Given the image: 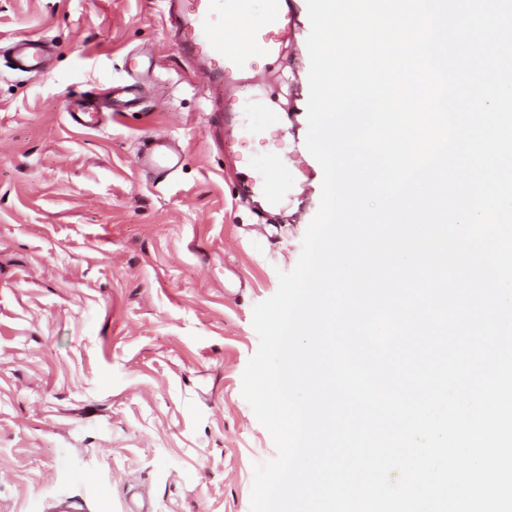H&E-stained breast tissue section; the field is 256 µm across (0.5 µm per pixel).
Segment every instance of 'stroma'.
<instances>
[{
	"label": "stroma",
	"instance_id": "35a3bbf8",
	"mask_svg": "<svg viewBox=\"0 0 512 512\" xmlns=\"http://www.w3.org/2000/svg\"><path fill=\"white\" fill-rule=\"evenodd\" d=\"M288 4L294 43L224 92L226 121L259 130L243 165L288 188L265 214L208 135L214 103L159 0H0V512H250L253 465L276 455L242 395L253 308L296 265L323 181L297 161L310 21ZM32 35L55 46L37 78L7 52ZM136 80L133 107L69 124L66 104ZM154 132L185 155L161 178L134 164Z\"/></svg>",
	"mask_w": 512,
	"mask_h": 512
}]
</instances>
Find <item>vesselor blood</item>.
<instances>
[{
    "label": "vessel or blood",
    "instance_id": "obj_1",
    "mask_svg": "<svg viewBox=\"0 0 512 512\" xmlns=\"http://www.w3.org/2000/svg\"><path fill=\"white\" fill-rule=\"evenodd\" d=\"M250 0H165L164 23L175 31L176 49L183 55L204 61L203 78L207 84L221 86L234 83L245 73L262 78L258 60L280 57L284 45L296 33V19L287 5L267 10L261 21L250 18ZM53 52L43 39L29 36L18 40L11 49L15 70L38 76L44 74ZM103 118L100 106L76 105L68 108L67 119L78 129L94 128ZM247 125L226 131L224 151L237 155L253 138ZM182 160L179 149L159 137L144 143L135 157L141 171L166 175L176 170ZM254 195L268 206H278L284 189L266 174L250 177Z\"/></svg>",
    "mask_w": 512,
    "mask_h": 512
}]
</instances>
